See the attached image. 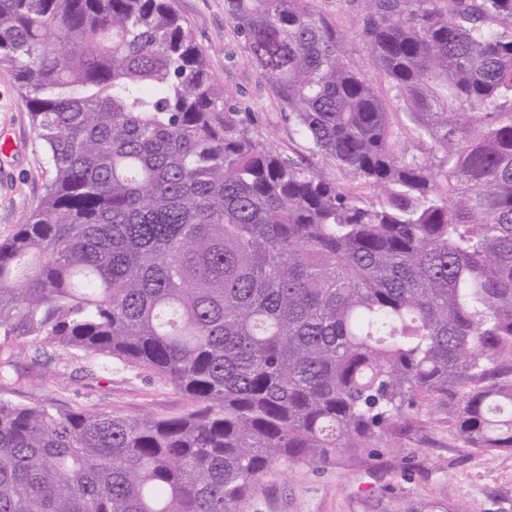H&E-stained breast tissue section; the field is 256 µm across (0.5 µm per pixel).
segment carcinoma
<instances>
[{"label": "carcinoma", "mask_w": 512, "mask_h": 512, "mask_svg": "<svg viewBox=\"0 0 512 512\" xmlns=\"http://www.w3.org/2000/svg\"><path fill=\"white\" fill-rule=\"evenodd\" d=\"M224 0L313 158L274 151L171 0H0L46 160L0 242V343L143 369L170 417L0 399V512H240L281 461L448 415L512 451V0ZM359 184L368 194L351 191ZM315 9L327 15L336 22L342 33V49L350 58L364 62L365 71L372 79H378L379 74L369 62L363 44L357 37L359 19L362 14L360 0H317L313 2Z\"/></svg>", "instance_id": "cac0c4a2"}]
</instances>
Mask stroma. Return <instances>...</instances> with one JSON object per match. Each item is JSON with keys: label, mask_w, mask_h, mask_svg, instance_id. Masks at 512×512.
Instances as JSON below:
<instances>
[{"label": "stroma", "mask_w": 512, "mask_h": 512, "mask_svg": "<svg viewBox=\"0 0 512 512\" xmlns=\"http://www.w3.org/2000/svg\"><path fill=\"white\" fill-rule=\"evenodd\" d=\"M203 49L225 95L245 112L275 151L303 155L305 142L281 113L264 78L247 62L243 42L224 12V0H172ZM315 9L342 33L347 56L378 72L357 36L361 0H315ZM12 146L0 153V241L9 239L43 192L45 155L14 77L0 70V135ZM8 374L0 398L64 412L81 409L130 417H170L189 400L174 387L111 359L23 339L0 348ZM450 503L457 512H512V452L478 453L456 440L447 415L403 432L397 448L337 453L322 465L279 464L253 485L242 512H433Z\"/></svg>", "instance_id": "35a3bbf8"}]
</instances>
